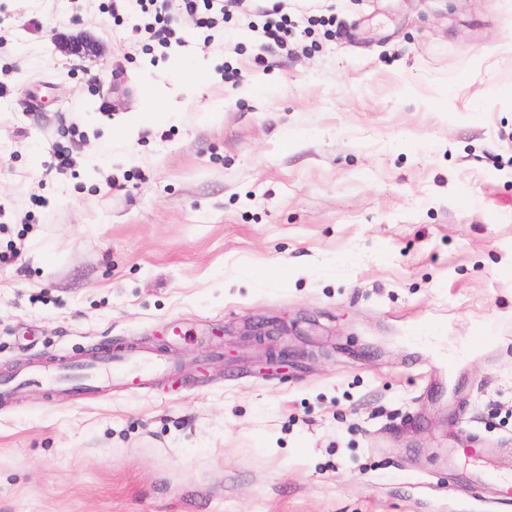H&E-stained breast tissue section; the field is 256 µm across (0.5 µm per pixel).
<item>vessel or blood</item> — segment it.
Segmentation results:
<instances>
[{
    "instance_id": "obj_1",
    "label": "vessel or blood",
    "mask_w": 512,
    "mask_h": 512,
    "mask_svg": "<svg viewBox=\"0 0 512 512\" xmlns=\"http://www.w3.org/2000/svg\"><path fill=\"white\" fill-rule=\"evenodd\" d=\"M165 358L147 349L105 347L90 353L83 362L71 365L53 384L73 383L86 390L119 387L127 391L146 388L156 377L166 374Z\"/></svg>"
}]
</instances>
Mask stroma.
<instances>
[{
	"label": "stroma",
	"mask_w": 512,
	"mask_h": 512,
	"mask_svg": "<svg viewBox=\"0 0 512 512\" xmlns=\"http://www.w3.org/2000/svg\"><path fill=\"white\" fill-rule=\"evenodd\" d=\"M112 2L0 0V378L30 375L0 512H484L512 480V0H244L167 48ZM259 321L296 324L288 370ZM106 342L171 370L43 382ZM288 18L280 15L279 20L267 19L261 27V38L272 39L281 45H286L288 41Z\"/></svg>",
	"instance_id": "stroma-1"
}]
</instances>
